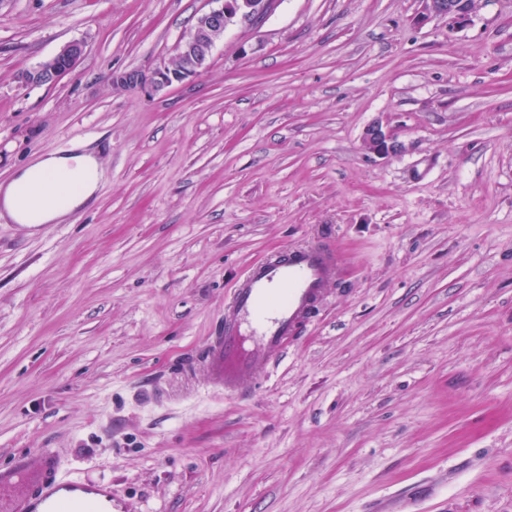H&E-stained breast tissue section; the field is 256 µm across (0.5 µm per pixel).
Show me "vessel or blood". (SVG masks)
<instances>
[{"label": "vessel or blood", "mask_w": 512, "mask_h": 512, "mask_svg": "<svg viewBox=\"0 0 512 512\" xmlns=\"http://www.w3.org/2000/svg\"><path fill=\"white\" fill-rule=\"evenodd\" d=\"M336 273V255L318 242L253 264L224 305V327L202 364L212 387L233 395L255 386L282 356ZM31 474L25 464L0 468V512H112L109 481L56 477L53 450L39 454ZM21 488V498L10 492Z\"/></svg>", "instance_id": "vessel-or-blood-1"}]
</instances>
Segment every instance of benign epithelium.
Wrapping results in <instances>:
<instances>
[{
  "label": "benign epithelium",
  "instance_id": "1",
  "mask_svg": "<svg viewBox=\"0 0 512 512\" xmlns=\"http://www.w3.org/2000/svg\"><path fill=\"white\" fill-rule=\"evenodd\" d=\"M221 5L197 17L194 26L178 46L174 59L155 65L147 71L132 70L112 77V83L128 89L133 85L146 92L157 93L176 83L200 75L208 66L212 48L224 36V30L238 17L256 18L267 12L270 0H219ZM426 17L448 19L455 26L469 20L476 0H420ZM85 54V44L73 40L65 44L50 60L22 74L27 86L52 84L72 72ZM363 142L372 153L388 157L402 151L403 145L382 121L371 123Z\"/></svg>",
  "mask_w": 512,
  "mask_h": 512
}]
</instances>
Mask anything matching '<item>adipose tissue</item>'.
Segmentation results:
<instances>
[{
  "mask_svg": "<svg viewBox=\"0 0 512 512\" xmlns=\"http://www.w3.org/2000/svg\"><path fill=\"white\" fill-rule=\"evenodd\" d=\"M103 170L89 153L32 159L0 183V216L28 227L63 222L97 191Z\"/></svg>",
  "mask_w": 512,
  "mask_h": 512,
  "instance_id": "ef3b65f1",
  "label": "adipose tissue"
}]
</instances>
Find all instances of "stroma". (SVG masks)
Listing matches in <instances>:
<instances>
[{"label": "stroma", "instance_id": "stroma-1", "mask_svg": "<svg viewBox=\"0 0 512 512\" xmlns=\"http://www.w3.org/2000/svg\"><path fill=\"white\" fill-rule=\"evenodd\" d=\"M211 7L0 0V182L79 143L104 170L79 222L0 221V465L53 449L118 512H512V0H273L200 76L113 88ZM314 242L341 269L297 339L210 388L236 281ZM420 2L423 6L424 18H447L449 26L452 27L467 21L476 4V0H420ZM85 54V44L73 40L65 44L50 60L25 71L21 78L27 86L52 84L62 76L72 72ZM363 142L369 151L381 157L395 155L403 149L402 143L380 120L374 121L366 128Z\"/></svg>", "mask_w": 512, "mask_h": 512}]
</instances>
